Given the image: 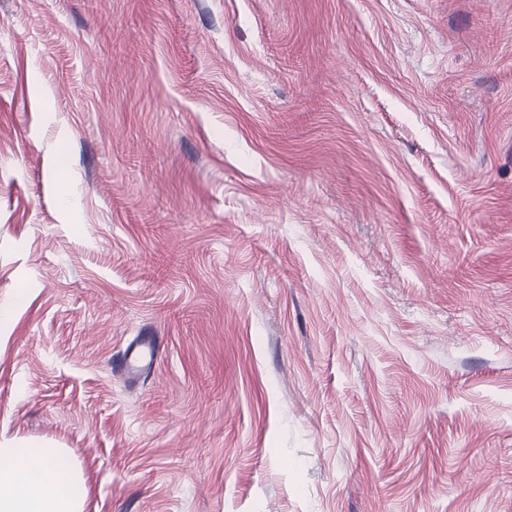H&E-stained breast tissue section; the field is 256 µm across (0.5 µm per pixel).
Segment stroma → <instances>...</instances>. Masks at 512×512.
<instances>
[{
	"label": "stroma",
	"instance_id": "stroma-1",
	"mask_svg": "<svg viewBox=\"0 0 512 512\" xmlns=\"http://www.w3.org/2000/svg\"><path fill=\"white\" fill-rule=\"evenodd\" d=\"M24 443L85 512H512V0H0ZM154 364V347L149 340L133 348L126 355L122 366L127 373H138L143 367Z\"/></svg>",
	"mask_w": 512,
	"mask_h": 512
}]
</instances>
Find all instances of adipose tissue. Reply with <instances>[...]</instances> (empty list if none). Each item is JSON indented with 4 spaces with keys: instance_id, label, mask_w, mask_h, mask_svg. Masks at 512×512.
I'll return each instance as SVG.
<instances>
[{
    "instance_id": "1",
    "label": "adipose tissue",
    "mask_w": 512,
    "mask_h": 512,
    "mask_svg": "<svg viewBox=\"0 0 512 512\" xmlns=\"http://www.w3.org/2000/svg\"><path fill=\"white\" fill-rule=\"evenodd\" d=\"M86 478L60 448H0V512H84Z\"/></svg>"
}]
</instances>
